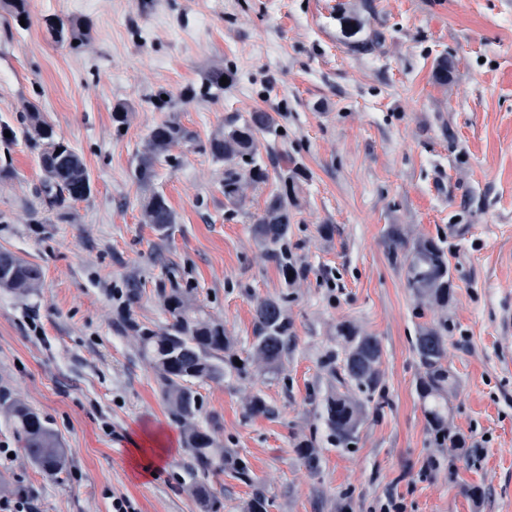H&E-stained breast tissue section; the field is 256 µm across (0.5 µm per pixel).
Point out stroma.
I'll list each match as a JSON object with an SVG mask.
<instances>
[{
	"label": "stroma",
	"instance_id": "1",
	"mask_svg": "<svg viewBox=\"0 0 512 512\" xmlns=\"http://www.w3.org/2000/svg\"><path fill=\"white\" fill-rule=\"evenodd\" d=\"M358 0H28L19 23L0 4V250L38 264L42 288L0 290V394L23 399L59 435L65 471L43 475L0 414V512H201L190 455L154 370L125 319L162 331L164 296L191 289L223 323L236 353L254 340L260 298L291 323L281 371L227 373L196 384L200 427L245 461L251 480H210L218 512L255 494L267 512H512V0H372L369 53L349 48L338 4ZM84 25L79 48L53 41L45 21ZM448 57L447 85L436 83ZM221 70L224 88L206 85ZM33 102L89 170L92 192L51 208L38 151L20 134ZM125 104L117 123L113 110ZM276 120L303 167L288 249L302 272L288 285L252 235L267 189L224 198V164L209 141L232 116ZM172 118L191 130L137 183L150 131ZM176 222L142 220L151 195ZM332 234H323V225ZM440 242L453 294L447 364L458 379L450 422L456 455L432 443L413 353L433 318L405 284L387 231ZM139 284L137 300L127 298ZM350 324L382 345L380 412L351 447L336 445L324 400L336 387L325 359ZM260 395L268 410L252 414ZM158 438L163 458L132 461ZM314 446L310 471L300 444Z\"/></svg>",
	"mask_w": 512,
	"mask_h": 512
}]
</instances>
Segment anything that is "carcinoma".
<instances>
[{
    "instance_id": "carcinoma-1",
    "label": "carcinoma",
    "mask_w": 512,
    "mask_h": 512,
    "mask_svg": "<svg viewBox=\"0 0 512 512\" xmlns=\"http://www.w3.org/2000/svg\"><path fill=\"white\" fill-rule=\"evenodd\" d=\"M371 9L365 0L359 9L340 5L336 10L342 37L356 51H370L379 44V35L366 31L364 13ZM45 23L53 38L58 31L65 32L68 46L83 42L84 33L74 25L68 26L59 18H48ZM24 112L23 133L33 146L41 147L43 153L58 148L69 157L65 171L52 176L43 174L41 193L48 204L61 209L88 197L91 180L82 157L63 143L35 105L25 104ZM261 135L277 139L279 127L269 113L253 112L246 118L228 120L224 131L209 142L212 157L224 162V199L231 204L240 201L245 188H259L269 181L267 165L259 156ZM191 140L193 133L174 119L158 124L148 136L146 153L134 172L135 180L142 185L150 183L155 176V162L167 156L175 145ZM279 158L284 169L264 209L254 216L252 233L265 257L276 263L291 283L300 278L301 272L288 251V230L298 206L299 182L304 172L288 154L285 140L280 141ZM143 222L159 230L175 223L174 213L163 196L154 195L144 203ZM388 238L392 252L402 255L407 287L421 303L440 313L436 321L419 328L413 351L421 367L417 391L433 443L453 453L465 447L466 442L448 419L449 401L457 387V379L446 365L451 333L448 304L453 288L448 256L439 242L423 237L409 240L396 227L390 230ZM41 283L42 271L37 264L0 251V288L30 292ZM165 308L171 316L167 331L157 333L136 322L128 327L136 333L142 357L158 376L171 416L183 429L184 443L192 459L191 491L203 512H216V497L209 479L226 471L241 481L247 482L250 477L242 460L214 448L211 436L195 423L201 403L191 386L223 377L228 366L241 375L279 370L288 352L291 324L278 300H259L254 307L255 340L251 351L238 365L231 354V339L224 325L202 314L189 290L172 289L165 299ZM336 336L343 342L344 376L337 379L336 394L326 398L324 419L336 444L346 447L365 418L363 405L349 396L348 387L354 386L370 395L376 392L380 385L382 346L377 337L349 324L336 327ZM0 410L13 423L30 462L47 476L60 473L66 463L65 449L46 421L19 398L0 395Z\"/></svg>"
}]
</instances>
